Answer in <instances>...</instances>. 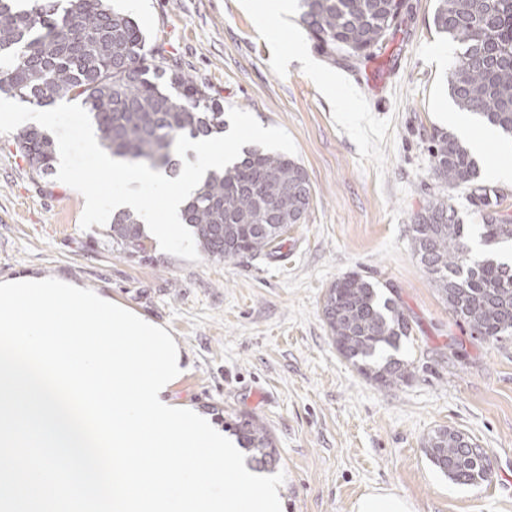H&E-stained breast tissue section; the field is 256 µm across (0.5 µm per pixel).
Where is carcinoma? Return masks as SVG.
Segmentation results:
<instances>
[{
	"mask_svg": "<svg viewBox=\"0 0 512 512\" xmlns=\"http://www.w3.org/2000/svg\"><path fill=\"white\" fill-rule=\"evenodd\" d=\"M404 0H299L308 34L331 53L361 57L401 23ZM435 30L463 48L446 75L457 107L512 136V0H436ZM0 93L38 107L81 100L100 133L101 145L127 162L152 169L175 165L176 138L224 132V104L187 77L163 47L147 38L128 15L107 0H0ZM16 145L37 176L51 173L56 149L37 127L16 133ZM430 174L443 187H465L484 211L479 225L488 246L512 241V217L496 210L497 190L476 183L477 163L455 135H431ZM312 199L303 167L284 153L250 147L213 171L184 209L200 250L224 261L273 249L288 228L305 218ZM130 253L146 251L141 217L123 211L109 229ZM469 232L443 199L429 201L412 224L410 245L455 321L485 342L512 335V264L476 259ZM377 284L358 273L327 289L322 315L337 352L378 386L403 383L409 363L385 355L411 334L408 317L392 298L379 299ZM234 434L252 459L272 467L278 450L271 431L251 415L235 417ZM473 441L440 428L424 443L429 461L459 485L484 481Z\"/></svg>",
	"mask_w": 512,
	"mask_h": 512,
	"instance_id": "cac0c4a2",
	"label": "carcinoma"
}]
</instances>
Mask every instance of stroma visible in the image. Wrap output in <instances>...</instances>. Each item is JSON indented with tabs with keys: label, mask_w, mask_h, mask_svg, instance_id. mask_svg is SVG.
I'll use <instances>...</instances> for the list:
<instances>
[{
	"label": "stroma",
	"mask_w": 512,
	"mask_h": 512,
	"mask_svg": "<svg viewBox=\"0 0 512 512\" xmlns=\"http://www.w3.org/2000/svg\"><path fill=\"white\" fill-rule=\"evenodd\" d=\"M272 3L139 0L131 16L225 108L293 138L312 200L276 251L192 262L151 237L146 251L125 252L107 227L82 229L83 196L33 175L0 134V281L59 275L163 325L187 366L170 398L224 431L237 414L257 415L276 439L285 512H351L372 487L407 497L415 512H512V338L472 337L410 248L430 200L447 197L460 223L483 221L466 189L444 191L429 172V138L448 126L445 76L461 50L435 31L436 0H406L401 29L359 59L327 54L298 14ZM326 78L340 79L345 99L326 92ZM501 153L493 140L474 158L512 215V183L492 172ZM350 273L378 281L409 316L397 352L408 382L377 386L337 353L322 303ZM440 428L485 449L489 481L458 485L431 464L422 441Z\"/></svg>",
	"instance_id": "obj_1"
}]
</instances>
